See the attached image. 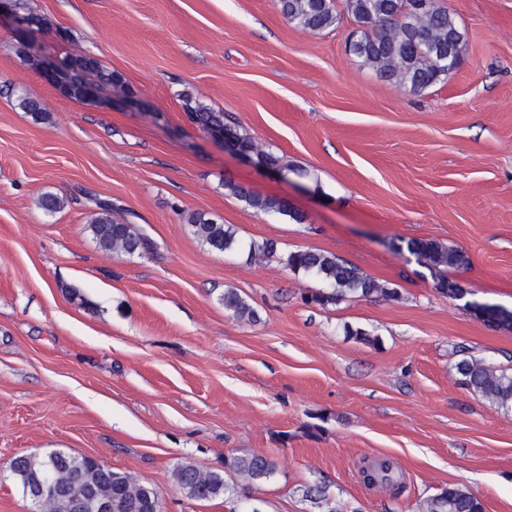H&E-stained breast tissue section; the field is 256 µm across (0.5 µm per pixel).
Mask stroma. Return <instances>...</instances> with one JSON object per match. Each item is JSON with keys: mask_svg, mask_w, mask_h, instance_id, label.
<instances>
[{"mask_svg": "<svg viewBox=\"0 0 512 512\" xmlns=\"http://www.w3.org/2000/svg\"><path fill=\"white\" fill-rule=\"evenodd\" d=\"M335 4L336 26L310 31L275 0H22L41 19L35 57L121 74L109 107L64 96L0 19V512L34 510L10 460L53 451L155 486L163 512H236L186 497L175 471L259 453L278 461L254 493L261 512H322L302 499L316 483L336 512H418L451 485L512 512V411L456 371L467 358L512 372V329L437 287L512 311V0H447L467 49L417 93L348 52L355 22ZM186 91L294 175L216 144ZM228 179L288 200L303 223L252 209ZM47 194L60 209L42 208ZM98 198L153 250H102ZM197 211L276 255L208 250L188 226ZM410 239L467 262L429 268ZM298 250L381 290L311 303L325 285L286 267ZM228 289L256 319L225 310ZM380 458L402 472L400 493L363 484Z\"/></svg>", "mask_w": 512, "mask_h": 512, "instance_id": "1", "label": "stroma"}]
</instances>
